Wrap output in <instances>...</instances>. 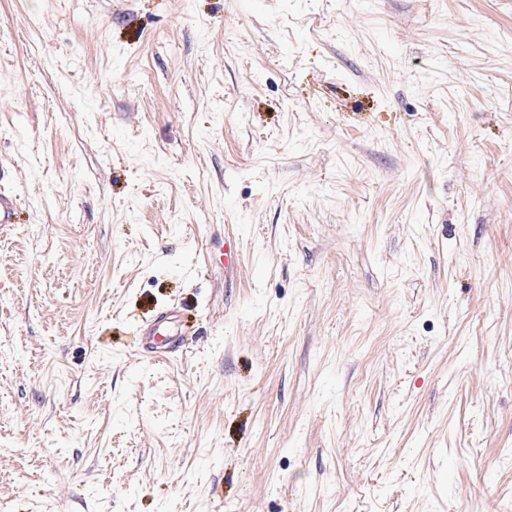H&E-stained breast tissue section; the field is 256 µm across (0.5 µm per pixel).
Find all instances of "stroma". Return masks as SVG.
Listing matches in <instances>:
<instances>
[{
    "mask_svg": "<svg viewBox=\"0 0 512 512\" xmlns=\"http://www.w3.org/2000/svg\"><path fill=\"white\" fill-rule=\"evenodd\" d=\"M0 170V512H512V0H0Z\"/></svg>",
    "mask_w": 512,
    "mask_h": 512,
    "instance_id": "35a3bbf8",
    "label": "stroma"
}]
</instances>
